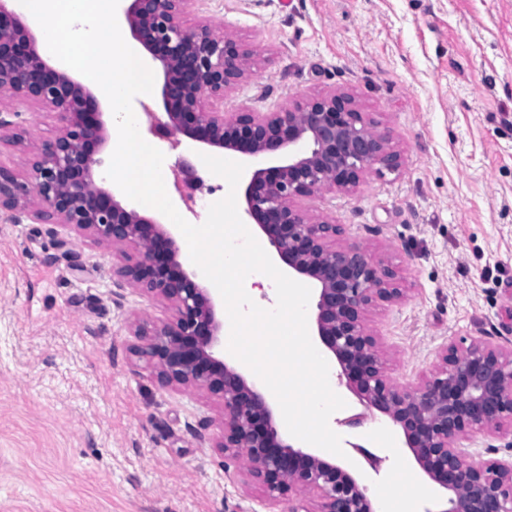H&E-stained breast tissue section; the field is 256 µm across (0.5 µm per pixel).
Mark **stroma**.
<instances>
[{"label": "stroma", "instance_id": "35a3bbf8", "mask_svg": "<svg viewBox=\"0 0 512 512\" xmlns=\"http://www.w3.org/2000/svg\"><path fill=\"white\" fill-rule=\"evenodd\" d=\"M184 20L254 54L225 111L336 89L390 130L399 172L307 207L396 272L403 299L378 304L368 325L398 385L427 375L450 342L512 340V0H190ZM23 128L1 165L21 168L58 132L36 108ZM149 142L169 164L188 161L210 202L227 195L196 143ZM119 262L61 225L0 218V512H269L216 447L217 407L132 365L129 321L167 312L118 283ZM332 388L346 406L329 425L369 495L443 512L445 493L406 468L400 434L383 448L384 417Z\"/></svg>", "mask_w": 512, "mask_h": 512}]
</instances>
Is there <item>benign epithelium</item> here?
Instances as JSON below:
<instances>
[{
    "instance_id": "obj_1",
    "label": "benign epithelium",
    "mask_w": 512,
    "mask_h": 512,
    "mask_svg": "<svg viewBox=\"0 0 512 512\" xmlns=\"http://www.w3.org/2000/svg\"><path fill=\"white\" fill-rule=\"evenodd\" d=\"M6 2L0 0V98L50 108L59 132L25 162V180L0 165V215L67 226L121 255L115 276L172 311L168 320L129 324L134 363L163 386L216 404L217 447L269 503L286 500L288 512H375L349 471L287 443L267 397L224 361V322L210 289L183 269L172 231L123 205L96 179L109 136L92 93L44 60L34 33ZM126 2L131 34L164 78L167 121L150 132L257 159L284 154L252 172L244 214L291 273L315 282L316 333L337 361L339 380L402 432L423 473L445 492L442 512H512V461L476 462L468 452L477 434L512 449V342L451 343L429 375L397 387L365 324L369 308L403 297L395 271L357 241L336 246L341 225L300 206L326 192L353 191L372 171H398L400 154L388 132L347 92L304 97L275 112L208 110L204 98L224 102L245 77L250 51L208 23L185 26L191 0Z\"/></svg>"
}]
</instances>
